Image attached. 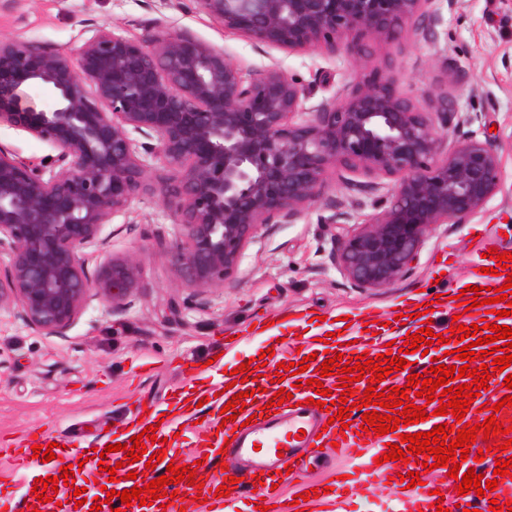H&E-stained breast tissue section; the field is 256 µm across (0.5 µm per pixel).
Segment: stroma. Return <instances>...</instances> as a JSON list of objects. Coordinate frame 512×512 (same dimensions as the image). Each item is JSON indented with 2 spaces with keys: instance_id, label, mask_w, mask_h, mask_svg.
<instances>
[{
  "instance_id": "stroma-1",
  "label": "stroma",
  "mask_w": 512,
  "mask_h": 512,
  "mask_svg": "<svg viewBox=\"0 0 512 512\" xmlns=\"http://www.w3.org/2000/svg\"><path fill=\"white\" fill-rule=\"evenodd\" d=\"M430 7L440 17L435 38L406 28L395 41L369 43L358 62L342 49L288 52L253 43L224 30L195 0H15L0 10V37L66 51L103 26L133 39L168 31L200 41L223 50L243 74L281 69L306 88L308 109L345 95L359 72L389 82L421 108L444 85L449 106L470 118L449 128V140L490 139L502 163L501 189L484 212L463 224L430 226L414 268L376 291L354 287L337 267L336 252L382 200L337 176L294 220L263 225L224 284L203 292L188 288L172 263L181 240L172 212L158 195L134 197L84 250L91 272L110 256L136 259L142 277L123 308L90 297L55 336L29 326L18 308L0 309V439L49 428L65 448L88 447L106 429L126 424L140 399L169 398L181 380L179 365L217 354L232 369L248 361L258 320L271 322L291 351V334L305 315L331 321L362 311L381 315L406 297H433L438 258L454 254L447 275L455 280L470 271L478 234L512 243V0H431ZM338 213L344 223H333ZM401 501L379 482L370 491L329 496L310 512H401Z\"/></svg>"
}]
</instances>
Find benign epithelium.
Wrapping results in <instances>:
<instances>
[{
  "mask_svg": "<svg viewBox=\"0 0 512 512\" xmlns=\"http://www.w3.org/2000/svg\"><path fill=\"white\" fill-rule=\"evenodd\" d=\"M224 29L296 51L366 56L408 26L435 36L431 0H196ZM37 84L49 112L22 101ZM305 88L278 68L249 77L206 43L158 33L134 40L98 29L67 52L0 39V123L53 146L31 160L0 146V308L16 305L47 335L64 332L91 292L121 308L138 287L131 257L94 274L83 249L140 193L158 195L181 226L173 264L189 288L224 284L260 227L294 218L323 194L329 173L366 192L393 180L384 209L341 244L336 264L357 288H385L418 259L432 224H459L501 187L487 140L440 131L469 117L448 89L418 108L381 79L305 112ZM168 168L152 177L153 163ZM364 180L357 181L355 177Z\"/></svg>",
  "mask_w": 512,
  "mask_h": 512,
  "instance_id": "benign-epithelium-1",
  "label": "benign epithelium"
}]
</instances>
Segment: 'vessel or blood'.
I'll return each instance as SVG.
<instances>
[{
    "label": "vessel or blood",
    "instance_id": "b4317fda",
    "mask_svg": "<svg viewBox=\"0 0 512 512\" xmlns=\"http://www.w3.org/2000/svg\"><path fill=\"white\" fill-rule=\"evenodd\" d=\"M507 251V244L491 238H481L477 247L478 254L472 260L475 274L472 278L473 285L491 288H499L506 282L505 276L490 275V268L496 267V260L487 256L489 249ZM473 302L472 294L462 295L461 299L441 300L435 305V313L451 314L459 316L461 324L471 325L472 319L467 310ZM418 301L408 298L401 301L397 311L401 313V320L391 322L388 326L373 323L363 326L362 322H355L347 328L345 335L336 337L330 343L313 342L303 339V354H314L315 359L310 363L308 373L299 376H286L278 384H270L267 392L254 393L245 410L251 422L249 426L237 429L233 425L219 426L217 421H209L198 431L192 442V453L195 458L208 455L217 456L219 449H226V459L230 464L229 475L238 477L239 483L226 498H217L216 483H206L203 489L188 486L187 482H180L176 486L178 495L193 496L203 494L213 505V512H224L225 506L235 503L243 494L246 487L254 485L256 480H263L265 486H272L279 480L278 472L290 467L294 472L300 473L308 470L314 462L317 447L329 445L330 442H339L341 447L356 448L361 452L357 472L359 480H367L368 477L378 476L384 473V466L376 465L375 458L379 456V444L387 442L398 443V432L362 440L360 437V424L362 422L361 409H353L351 412V425L349 429H342L340 423L329 420L328 412L318 410L309 405L308 400L314 392L306 387L307 378L320 377L317 354L330 352V354L342 353L346 357H354L364 349H372L374 352H385L387 345H394L395 349H402L404 337L409 333H416L418 329L425 327V317L417 316ZM289 389L291 399L285 400L277 409H269L267 406L273 393L279 388ZM205 402L207 408L221 410L224 406L223 398L217 397L214 389L195 382H188L176 388L171 399L173 410L178 411L181 417L190 419L194 413L192 404ZM54 435L49 431L38 432L37 435H25L19 440L0 446V456L6 457L21 469L28 468L33 455V445H47L52 442ZM97 450L105 451L104 459H86L83 452L69 451L57 448V455L61 456L63 464L82 465L84 471H91L99 464L115 465L123 460V452H106L104 443H97ZM457 480H439L432 477L427 479L425 491L421 494L405 495L403 500V512H432L430 505L433 501L431 493L440 490L445 497L457 498L460 505L478 501L482 506H489L491 500L506 501L512 499V480L507 479L499 483L491 497L478 498L475 492L465 495H456Z\"/></svg>",
    "mask_w": 512,
    "mask_h": 512
}]
</instances>
